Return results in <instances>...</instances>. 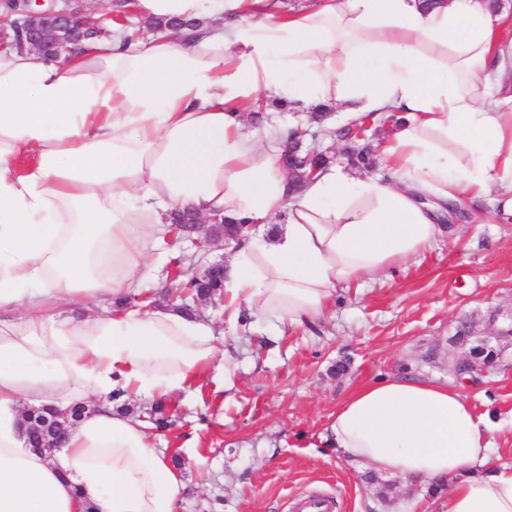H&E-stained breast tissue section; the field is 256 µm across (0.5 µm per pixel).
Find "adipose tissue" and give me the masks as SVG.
Here are the masks:
<instances>
[{
  "label": "adipose tissue",
  "instance_id": "ef3b65f1",
  "mask_svg": "<svg viewBox=\"0 0 512 512\" xmlns=\"http://www.w3.org/2000/svg\"><path fill=\"white\" fill-rule=\"evenodd\" d=\"M266 0H136L193 30L109 39L59 62L0 50V512H177L187 485L123 400L189 390L213 368L212 326L122 306L164 218L251 224L224 311L324 318L337 288L432 249L442 206L496 192L512 212V38L496 0H318L275 20ZM395 116L382 179L329 167L291 194L288 132L263 145L258 98ZM285 223H274L280 209ZM83 407L59 448L31 446L25 406ZM494 425L418 376L352 391L323 442L406 485L447 484L445 512H512Z\"/></svg>",
  "mask_w": 512,
  "mask_h": 512
}]
</instances>
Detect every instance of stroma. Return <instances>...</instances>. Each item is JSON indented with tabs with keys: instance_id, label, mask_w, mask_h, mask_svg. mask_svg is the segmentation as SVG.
Returning a JSON list of instances; mask_svg holds the SVG:
<instances>
[{
	"instance_id": "stroma-1",
	"label": "stroma",
	"mask_w": 512,
	"mask_h": 512,
	"mask_svg": "<svg viewBox=\"0 0 512 512\" xmlns=\"http://www.w3.org/2000/svg\"><path fill=\"white\" fill-rule=\"evenodd\" d=\"M460 209L434 249L338 289L323 322L283 328L278 340H267L265 315L232 330L223 304L198 303L234 386L216 370L166 403L175 426L153 440L180 461L187 492L177 512H292L312 495L333 498L336 512H444L447 487H407L316 445L353 389L397 375L458 389L498 425L490 462L512 464V346L488 334L490 321L512 322V214L486 197ZM232 253L203 235L176 253L153 252L142 285L155 295L175 263H226ZM481 342L500 349L497 365L458 378L449 360Z\"/></svg>"
}]
</instances>
